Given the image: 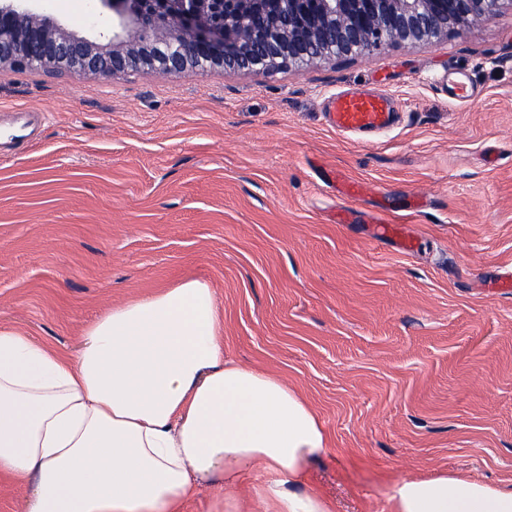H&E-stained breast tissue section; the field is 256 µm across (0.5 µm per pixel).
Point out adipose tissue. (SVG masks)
Segmentation results:
<instances>
[{
  "label": "adipose tissue",
  "mask_w": 512,
  "mask_h": 512,
  "mask_svg": "<svg viewBox=\"0 0 512 512\" xmlns=\"http://www.w3.org/2000/svg\"><path fill=\"white\" fill-rule=\"evenodd\" d=\"M329 434L276 374L224 358L210 284L190 278L106 311L78 356L0 327V477L25 512H184L197 482L235 512L244 474L265 512H333L306 464ZM390 512H512V489L406 476Z\"/></svg>",
  "instance_id": "ef3b65f1"
}]
</instances>
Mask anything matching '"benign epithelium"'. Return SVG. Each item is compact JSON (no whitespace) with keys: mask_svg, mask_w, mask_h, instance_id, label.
Here are the masks:
<instances>
[{"mask_svg":"<svg viewBox=\"0 0 512 512\" xmlns=\"http://www.w3.org/2000/svg\"><path fill=\"white\" fill-rule=\"evenodd\" d=\"M36 0H0V71L104 79L149 69L274 72L369 58L461 37L512 13V0H100L94 37L62 27Z\"/></svg>","mask_w":512,"mask_h":512,"instance_id":"benign-epithelium-1","label":"benign epithelium"}]
</instances>
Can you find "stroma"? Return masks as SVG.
<instances>
[{
    "instance_id": "35a3bbf8",
    "label": "stroma",
    "mask_w": 512,
    "mask_h": 512,
    "mask_svg": "<svg viewBox=\"0 0 512 512\" xmlns=\"http://www.w3.org/2000/svg\"><path fill=\"white\" fill-rule=\"evenodd\" d=\"M91 34L100 0H42ZM473 97L449 101V75ZM388 95L362 138L336 92ZM44 112L0 152V327L76 354L112 306L186 278L215 290L224 357L277 373L323 421L308 469L334 512H390L400 476L512 487V15L433 47L302 72L0 71V113ZM334 170L364 185L347 201ZM353 206L350 224L330 220ZM403 225L413 251L372 241ZM372 226V237L379 239H394L398 243L400 250L404 252H410L414 248L413 242L409 239L402 237L400 229L393 224L388 223L382 217H375L373 219Z\"/></svg>"
}]
</instances>
